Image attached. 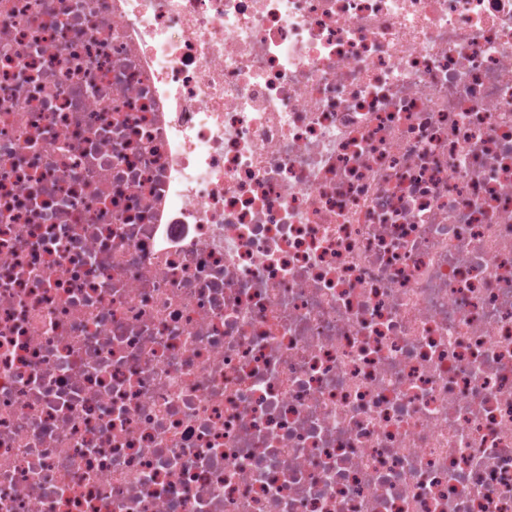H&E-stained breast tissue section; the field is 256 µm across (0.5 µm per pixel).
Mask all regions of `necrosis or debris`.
I'll return each instance as SVG.
<instances>
[{
    "label": "necrosis or debris",
    "mask_w": 512,
    "mask_h": 512,
    "mask_svg": "<svg viewBox=\"0 0 512 512\" xmlns=\"http://www.w3.org/2000/svg\"><path fill=\"white\" fill-rule=\"evenodd\" d=\"M0 512H512V0H0Z\"/></svg>",
    "instance_id": "4bbe7bcc"
}]
</instances>
